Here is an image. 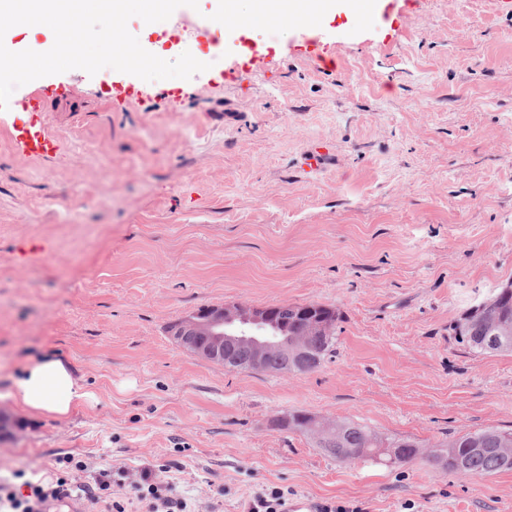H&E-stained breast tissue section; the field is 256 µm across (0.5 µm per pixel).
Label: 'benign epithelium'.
<instances>
[{
    "label": "benign epithelium",
    "instance_id": "7a95c632",
    "mask_svg": "<svg viewBox=\"0 0 512 512\" xmlns=\"http://www.w3.org/2000/svg\"><path fill=\"white\" fill-rule=\"evenodd\" d=\"M270 308L252 307L245 304H226L192 313L184 318L175 329L177 341L189 349L196 348L200 336L209 339L202 355L212 361L237 365L239 361L224 358V350L236 345H246L251 349L248 367L261 369L265 366L267 352L275 347L283 356V369L305 366L313 358L308 348L298 344L287 336H278L270 341L265 336H247L249 325H261L268 322Z\"/></svg>",
    "mask_w": 512,
    "mask_h": 512
}]
</instances>
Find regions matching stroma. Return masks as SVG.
Instances as JSON below:
<instances>
[{"mask_svg":"<svg viewBox=\"0 0 512 512\" xmlns=\"http://www.w3.org/2000/svg\"><path fill=\"white\" fill-rule=\"evenodd\" d=\"M275 40L250 73L218 72ZM321 63L292 23L224 32L212 67L142 82L113 111V75L80 69L23 151L0 115V395L37 357L67 358L94 409L0 436V478L80 482L176 460L170 494L246 512L265 487L360 512H512V471L464 478L420 463L341 462L280 417L303 409L424 450L466 431L512 430V352L483 354L450 325L512 280V4L413 0L382 22L339 4ZM178 88L181 99L168 98ZM320 303L336 345L307 374L229 369L168 328L199 308ZM102 95L112 104L115 110H122L130 105L132 99L139 95L138 91L118 88L114 81L110 84L103 83L101 87Z\"/></svg>","mask_w":512,"mask_h":512,"instance_id":"1","label":"stroma"}]
</instances>
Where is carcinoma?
I'll use <instances>...</instances> for the list:
<instances>
[{
  "instance_id": "cac0c4a2",
  "label": "carcinoma",
  "mask_w": 512,
  "mask_h": 512,
  "mask_svg": "<svg viewBox=\"0 0 512 512\" xmlns=\"http://www.w3.org/2000/svg\"><path fill=\"white\" fill-rule=\"evenodd\" d=\"M304 308V304L272 306L281 329L290 336L308 337L310 348L320 353V362L308 368L313 372L334 350L338 314L322 305L314 315L307 316ZM450 329L460 343L479 352L512 351L510 347H494L495 337L512 336V282L467 309ZM307 417L305 411L291 414L288 430L314 436L321 448L341 460L370 457L397 467L421 461L441 464L464 478L512 471V431L488 428L467 432L448 441L445 448L426 453L409 437L385 438L369 427L350 422H342L335 433L326 434L319 427L308 425Z\"/></svg>"
}]
</instances>
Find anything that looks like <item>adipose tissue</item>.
I'll use <instances>...</instances> for the list:
<instances>
[{
    "label": "adipose tissue",
    "instance_id": "ef3b65f1",
    "mask_svg": "<svg viewBox=\"0 0 512 512\" xmlns=\"http://www.w3.org/2000/svg\"><path fill=\"white\" fill-rule=\"evenodd\" d=\"M240 0H223L215 18L222 25L240 28L246 25L296 22L320 16L335 8L334 0H249V11H241ZM7 397L15 411L39 417L66 419L79 407L92 408L99 402L96 391L70 363L53 354L28 365L11 379Z\"/></svg>",
    "mask_w": 512,
    "mask_h": 512
}]
</instances>
